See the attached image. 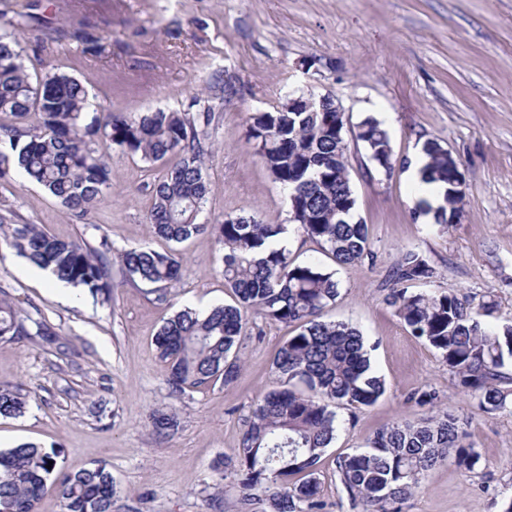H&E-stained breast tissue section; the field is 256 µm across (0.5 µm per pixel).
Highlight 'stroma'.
Returning a JSON list of instances; mask_svg holds the SVG:
<instances>
[{
	"label": "stroma",
	"mask_w": 512,
	"mask_h": 512,
	"mask_svg": "<svg viewBox=\"0 0 512 512\" xmlns=\"http://www.w3.org/2000/svg\"><path fill=\"white\" fill-rule=\"evenodd\" d=\"M0 12L19 24L30 75L74 77L119 112L211 108L204 224L227 216L285 223L286 194L246 143V116L303 93L332 97L349 118V177L373 256L339 265L297 232L290 252L334 272L339 295L323 318L363 333L386 392L368 408H337L336 437L318 467L324 512H357L337 460L388 423L420 419L407 398L421 389L464 419L482 457L472 472L449 462L425 472L403 512H502L512 499V409H473L385 296L391 268L414 249L435 269L432 288L491 305L490 323L512 322V0H0ZM369 117L389 135L393 176L355 138ZM428 140L456 159L465 182L462 210L444 233L423 221L408 174ZM104 151L112 194L84 219L18 172L0 182V214L93 247L108 240L115 255L141 244L167 250L145 222L161 164ZM178 250L183 275L165 303L152 284L126 281L116 268L102 304L84 289L57 298L28 275L25 259L0 248V290L57 335L53 344L0 342V383L20 385L29 400L22 416H0V450L38 444L56 451L68 474L104 466L113 512H271L268 493L245 496L232 465L257 400L275 385L272 359L296 328L248 316L237 378L172 395L154 344L163 320L234 301L213 235ZM158 411L177 422L169 435L153 432Z\"/></svg>",
	"instance_id": "obj_1"
}]
</instances>
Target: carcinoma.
Segmentation results:
<instances>
[{
	"mask_svg": "<svg viewBox=\"0 0 512 512\" xmlns=\"http://www.w3.org/2000/svg\"><path fill=\"white\" fill-rule=\"evenodd\" d=\"M17 46L16 39L0 33V180L17 170L74 216L84 217L112 191V168L96 148L99 141L165 165L153 184L146 222L158 237L176 244L212 232L224 250V285L235 296V304L206 314L181 310L160 327L155 345L168 364L171 393L236 378L241 360L232 351L247 315L298 325L274 357L279 387L256 404L235 471L245 493L271 492L274 512H322L317 471L335 436L333 407L371 406L385 393V383L371 369L361 333L348 323L321 319L338 296L334 274L315 260L298 261L278 242L294 230L339 265L372 255L367 226L355 219L344 137L348 117L332 111V100H316L309 109L285 102L271 111L250 113L246 142L287 192L288 223L263 224L237 216L201 224L209 194L205 160L211 153L205 130L213 113L115 112L93 104L86 86L65 74L47 73L32 81ZM32 113L38 123L29 126L26 119ZM356 138L386 173L394 170L389 136L379 122L363 121ZM423 154L421 181L445 187L444 205L435 211L436 224L445 230L462 200L457 162L433 140L424 143ZM0 244L103 303L111 298L112 266L105 240L99 248H89L78 240L59 239L38 224L7 225L0 216ZM119 261L132 281L171 283L182 275V257L174 250L131 247L120 253ZM433 277L423 254L403 252L391 273L387 304L411 335L439 352L477 410L490 414L507 408L512 390L502 387V368L512 361V324H485L482 314L471 312L452 292L409 291V285L427 284ZM29 320L0 298V342L29 336ZM408 401L432 415L387 425L370 447L337 461L340 484L363 512H402L427 470L451 461L472 472L480 462L481 452L466 442L463 422L439 408L436 393L417 390ZM26 406V396L18 389L0 386V416H20ZM56 457L34 443L0 452V512H37L51 487L64 501L65 512H112L113 480L105 467L52 482Z\"/></svg>",
	"mask_w": 512,
	"mask_h": 512,
	"instance_id": "cac0c4a2",
	"label": "carcinoma"
}]
</instances>
